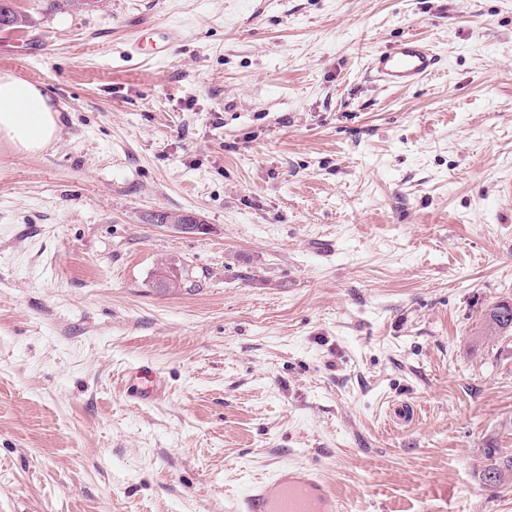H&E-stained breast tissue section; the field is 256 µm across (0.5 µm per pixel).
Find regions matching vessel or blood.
<instances>
[{
    "instance_id": "1",
    "label": "vessel or blood",
    "mask_w": 512,
    "mask_h": 512,
    "mask_svg": "<svg viewBox=\"0 0 512 512\" xmlns=\"http://www.w3.org/2000/svg\"><path fill=\"white\" fill-rule=\"evenodd\" d=\"M437 54L421 39L409 36L376 50L370 58V72L377 81L391 87L420 83L438 64ZM160 381L147 365L135 367L129 376L127 395L136 402L157 398ZM236 512H339L336 493L311 468L280 469L273 478L259 484L237 502Z\"/></svg>"
}]
</instances>
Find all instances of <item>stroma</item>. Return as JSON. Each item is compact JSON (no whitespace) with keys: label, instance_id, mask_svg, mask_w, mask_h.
Returning a JSON list of instances; mask_svg holds the SVG:
<instances>
[{"label":"stroma","instance_id":"35a3bbf8","mask_svg":"<svg viewBox=\"0 0 512 512\" xmlns=\"http://www.w3.org/2000/svg\"><path fill=\"white\" fill-rule=\"evenodd\" d=\"M18 4L0 73L61 123L0 136V512H233L288 466L343 512H512L478 480L512 453V0ZM408 35L440 62L386 87ZM370 73L391 87H409L431 74L439 62L437 54L421 39L403 38L370 56ZM485 325L491 335L511 336L512 304L509 302L499 303L490 308L486 315ZM126 391L138 403L157 398L161 391L159 377L149 365H139L131 371Z\"/></svg>","mask_w":512,"mask_h":512}]
</instances>
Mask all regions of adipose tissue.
<instances>
[{
    "label": "adipose tissue",
    "mask_w": 512,
    "mask_h": 512,
    "mask_svg": "<svg viewBox=\"0 0 512 512\" xmlns=\"http://www.w3.org/2000/svg\"><path fill=\"white\" fill-rule=\"evenodd\" d=\"M60 114L40 86L10 73L0 74V135L17 151L36 153L53 141Z\"/></svg>",
    "instance_id": "1"
}]
</instances>
